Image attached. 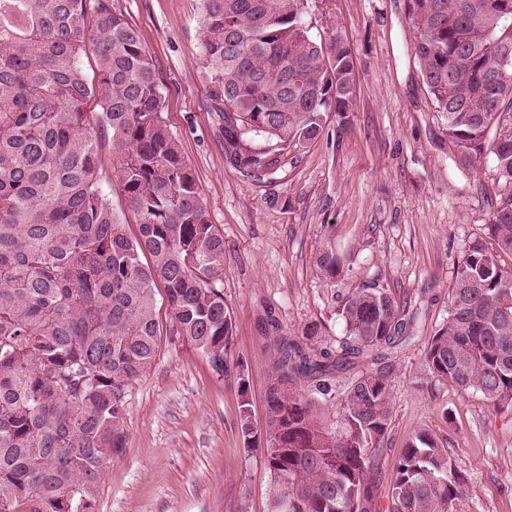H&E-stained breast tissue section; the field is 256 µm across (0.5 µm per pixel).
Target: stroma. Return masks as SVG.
<instances>
[{
	"mask_svg": "<svg viewBox=\"0 0 512 512\" xmlns=\"http://www.w3.org/2000/svg\"><path fill=\"white\" fill-rule=\"evenodd\" d=\"M407 0H304L323 42L353 51L356 104L260 180L224 160L209 110L200 50L202 0H112L156 62L163 117L179 137L212 223L224 233V303L235 325L232 359L249 373L255 433L265 426L275 357L267 318L282 335L321 327L317 344L344 336L338 310L357 288H379L418 310L416 342L396 358L384 476L410 438L428 430L465 479L453 512H512V409L423 375V339L448 316V285L468 247L487 240L512 181L492 157L465 167L414 56ZM332 237L343 262L333 280L315 253ZM122 448L106 457L96 512H268L270 474L245 447L234 374L217 375L180 336L126 390Z\"/></svg>",
	"mask_w": 512,
	"mask_h": 512,
	"instance_id": "1",
	"label": "stroma"
}]
</instances>
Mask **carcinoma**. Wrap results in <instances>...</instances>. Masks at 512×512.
Returning <instances> with one entry per match:
<instances>
[{"label": "carcinoma", "mask_w": 512, "mask_h": 512, "mask_svg": "<svg viewBox=\"0 0 512 512\" xmlns=\"http://www.w3.org/2000/svg\"><path fill=\"white\" fill-rule=\"evenodd\" d=\"M414 54L460 160L491 155L512 179V0H407ZM201 53L209 110L227 163L274 173L315 140L329 114L355 106L350 46L314 39L302 0H203ZM0 512H95L106 456L122 448L125 391L156 358L164 291L174 324L222 376L236 370L246 447L256 445L249 378L229 363L234 325L219 286L224 233L210 222L165 92L137 32L110 0H0ZM93 59V74L85 61ZM95 101L98 111L86 106ZM498 137L487 140L491 127ZM118 158V192L138 233L101 184L102 143ZM472 244L448 288V318L427 338L426 376L512 406V199ZM315 263L336 278L330 239ZM345 337L313 347L320 327L275 336L262 446L270 512H450L464 493L435 436L420 431L389 484L375 462L388 428L394 354L418 312L378 288L339 309ZM375 368L341 399L343 433L316 396L362 357ZM306 381L308 389L297 382ZM387 488L381 494V488Z\"/></svg>", "instance_id": "obj_1"}]
</instances>
